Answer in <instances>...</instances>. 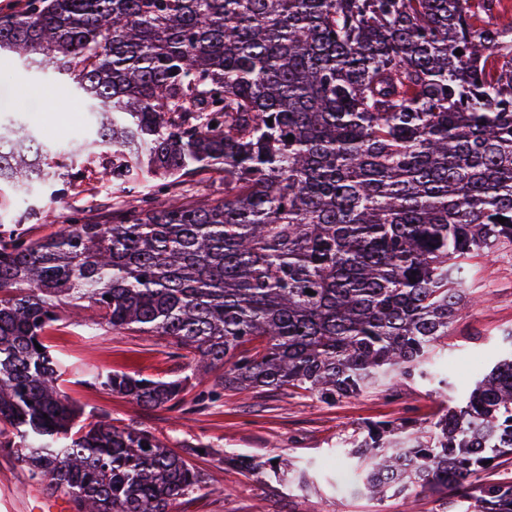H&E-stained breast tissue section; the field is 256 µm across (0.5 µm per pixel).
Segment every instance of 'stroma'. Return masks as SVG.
<instances>
[{"mask_svg": "<svg viewBox=\"0 0 512 512\" xmlns=\"http://www.w3.org/2000/svg\"><path fill=\"white\" fill-rule=\"evenodd\" d=\"M53 82L50 74L0 67V119L20 118L46 143L63 146L61 179L66 183L64 195L46 191L40 196L41 205L57 218L48 224L26 218V196L12 184L0 182V234H8L20 222L29 238L43 239L64 226L72 212L96 218L111 211L116 201L133 200L132 195L113 193L111 184L100 178L112 159L111 150L104 148L88 156L76 141L63 142L65 131L76 137L86 123L85 113L72 111L69 98L57 94L62 109L54 112L47 99H24L18 94L20 88L44 90ZM468 293L470 304L444 341L448 357L441 370L455 385L448 393L403 383L393 394L377 390L326 405L309 395L263 388L245 395L228 392L221 402L200 406L193 402L200 384L190 376L188 358L177 355L170 339L134 330L115 333L97 323L91 313L85 321H76L73 307L65 303L60 321L47 330L45 342L70 364L64 390L85 415L104 413L114 425L143 427L166 440L177 453L189 443L212 447L211 455L192 460L204 475V483L175 500L171 512H405L409 506L400 497L376 501L356 493L353 473L337 468L335 456L365 422L430 420L499 355L505 334L512 331L511 244L472 259ZM92 371H121L165 381L185 377L189 383L181 406L143 407L88 385L86 375ZM236 454L253 460L250 472L223 465L224 457ZM279 457L318 461L327 473L319 478L316 491L304 497L272 480L269 463ZM49 495L44 485L29 481L26 467L14 454L0 449V512H45Z\"/></svg>", "mask_w": 512, "mask_h": 512, "instance_id": "stroma-1", "label": "stroma"}]
</instances>
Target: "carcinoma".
I'll return each mask as SVG.
<instances>
[{"instance_id":"1","label":"carcinoma","mask_w":512,"mask_h":512,"mask_svg":"<svg viewBox=\"0 0 512 512\" xmlns=\"http://www.w3.org/2000/svg\"><path fill=\"white\" fill-rule=\"evenodd\" d=\"M502 0H30L0 10V57L73 86L112 185L143 171L137 205L33 240L0 236V448L74 512H169L203 483L151 432L84 422L44 342L66 299L112 331L164 336L224 392L287 388L333 405L423 381L446 391L441 342L470 261L512 243V25ZM462 54L455 55L456 50ZM293 140H287V136ZM59 154L0 132V180L34 195ZM224 196L186 200V179ZM506 218L501 224L497 217ZM313 291L309 295L305 290ZM454 406L422 425L372 421L344 452L355 488L407 502L453 492L512 512V332ZM148 407L188 378L91 372ZM273 478L306 491L287 458ZM185 193L194 198H207L224 196V181L216 178L210 179L207 175L196 176L183 185Z\"/></svg>"}]
</instances>
